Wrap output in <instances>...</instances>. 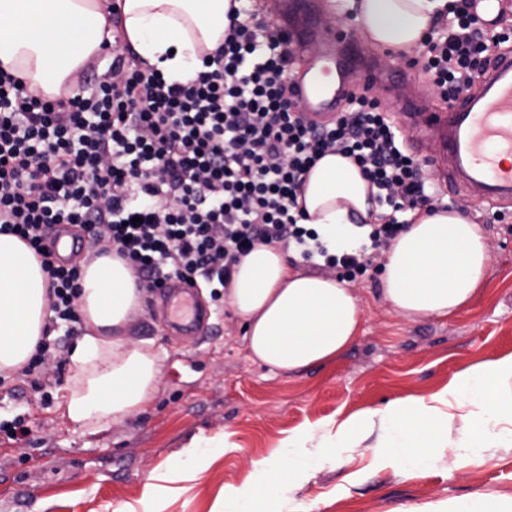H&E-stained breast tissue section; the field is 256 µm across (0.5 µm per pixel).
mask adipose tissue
Instances as JSON below:
<instances>
[{
    "mask_svg": "<svg viewBox=\"0 0 512 512\" xmlns=\"http://www.w3.org/2000/svg\"><path fill=\"white\" fill-rule=\"evenodd\" d=\"M451 0H328L330 14L350 15L376 46H418L448 17ZM231 0H0V68L28 79L49 97L73 87L85 62L120 31L136 57L167 81L189 83L203 58L223 43ZM317 240L331 254L367 244L380 207L348 158L321 157L298 197ZM489 261L486 236L466 210L421 214L392 243L381 277L383 294L409 318L447 316L466 306L482 285ZM81 314L89 326L70 359L75 381L60 407L74 422H109L142 412L159 381L155 355L129 342L126 325L142 294L125 261L101 255L82 262ZM47 272L28 244L0 233V371L28 362L48 318ZM242 320L254 360L284 372L327 363L354 339L360 309L338 279L295 271L282 247L242 256L226 290ZM378 428L376 463L410 476L434 467L441 448L472 452L512 446V355L478 362L429 397L397 400L356 412L327 430L314 449L309 432L288 439L275 462L252 464L247 483L224 491L221 512H274L288 483L311 477L322 456L357 446ZM223 440L193 442L177 459L167 485L147 484L143 512H156L168 485L205 468Z\"/></svg>",
    "mask_w": 512,
    "mask_h": 512,
    "instance_id": "adipose-tissue-1",
    "label": "adipose tissue"
}]
</instances>
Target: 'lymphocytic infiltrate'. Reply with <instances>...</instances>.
Segmentation results:
<instances>
[{
  "mask_svg": "<svg viewBox=\"0 0 512 512\" xmlns=\"http://www.w3.org/2000/svg\"><path fill=\"white\" fill-rule=\"evenodd\" d=\"M229 17L208 70L187 84L122 53L109 73L87 74L55 98L0 69V232L26 241L50 276L47 332L15 371L35 392L53 383L48 364L66 361L62 336L84 332L81 265L53 260V225H68L94 255L124 259L144 293L192 279L218 300L239 255L256 246L294 244L312 260L306 243L316 235L301 225L297 197L325 153L351 158L387 208L369 247L326 256L344 278L365 274L404 230L398 213L430 202L420 165L377 99L351 96L335 121L306 123L286 33L250 2ZM424 45L421 68L445 101L471 86L493 47L466 10L444 39Z\"/></svg>",
  "mask_w": 512,
  "mask_h": 512,
  "instance_id": "f902f5d3",
  "label": "lymphocytic infiltrate"
}]
</instances>
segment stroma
<instances>
[{
    "label": "stroma",
    "instance_id": "stroma-1",
    "mask_svg": "<svg viewBox=\"0 0 512 512\" xmlns=\"http://www.w3.org/2000/svg\"><path fill=\"white\" fill-rule=\"evenodd\" d=\"M368 51L384 77L372 95L393 110L388 78L403 73L401 96L419 87L421 111L445 109L421 68L377 46ZM441 206H467L490 248L484 282L462 310L445 317L408 318L383 296L381 260L351 288L361 323L333 362L284 373L251 360L245 329L231 305L214 308L212 327L198 342L171 335L158 294L146 295L128 338L158 358L159 382L148 409L94 429L62 419L61 389L75 378L66 364L61 383L40 401L19 380L0 386V420L26 416L24 447L0 442V512H120L137 506L150 478L162 477L196 438L226 447L209 467L178 482L163 512H212L225 487L244 483L257 459L275 460L288 436L411 395L445 388L471 365L512 354V196L494 202L449 180L436 140L409 145ZM377 430L356 448L329 458L309 480L288 486L281 504L301 512H411L418 505L460 503L474 495L512 498V447L463 454L444 449L434 468L405 478L372 459Z\"/></svg>",
    "mask_w": 512,
    "mask_h": 512
}]
</instances>
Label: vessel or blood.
<instances>
[{"label":"vessel or blood","mask_w":512,"mask_h":512,"mask_svg":"<svg viewBox=\"0 0 512 512\" xmlns=\"http://www.w3.org/2000/svg\"><path fill=\"white\" fill-rule=\"evenodd\" d=\"M290 50L314 45L319 56L308 67V78L299 79L296 96L306 122L323 124L342 111L351 93L352 80L374 84L379 75L366 46L350 34L323 35L309 22L304 0H294L291 11ZM420 137L442 141L448 160L471 187L495 197L512 191V57H499L474 86L464 91L446 112L420 119ZM161 309L172 325L193 340H200L212 313L200 299L198 286L173 281L161 292Z\"/></svg>","instance_id":"vessel-or-blood-1"}]
</instances>
